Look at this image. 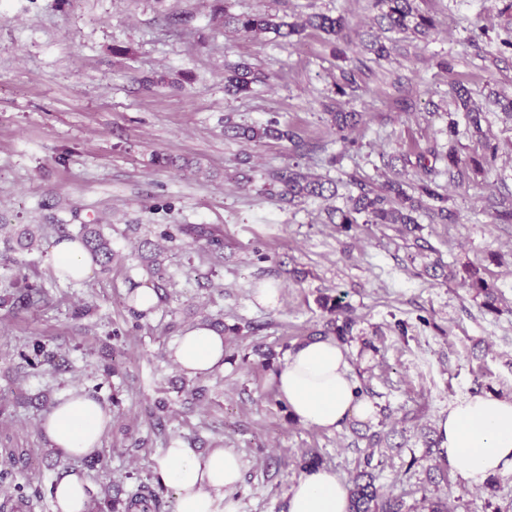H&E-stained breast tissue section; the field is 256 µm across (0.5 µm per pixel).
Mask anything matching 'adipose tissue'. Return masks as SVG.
<instances>
[{"label": "adipose tissue", "instance_id": "1", "mask_svg": "<svg viewBox=\"0 0 512 512\" xmlns=\"http://www.w3.org/2000/svg\"><path fill=\"white\" fill-rule=\"evenodd\" d=\"M55 273L81 281L95 268L83 245L64 239L51 250ZM223 335L208 324L187 327L169 347L172 362L188 376L224 367ZM280 399L302 424L323 431L372 412L360 398L346 350L335 339L303 342L292 349L275 377ZM112 422L110 411L80 390H72L45 413L41 430L62 459L95 454ZM439 449L449 463L461 465L469 484L479 486L494 474L512 471V397L475 395L455 402L438 423ZM158 476L175 491L174 512H237L232 494L242 478L235 449L195 452L171 440L158 461ZM91 486L70 473L58 480L53 512H89ZM349 490L333 470L305 472L292 486L287 512H348Z\"/></svg>", "mask_w": 512, "mask_h": 512}]
</instances>
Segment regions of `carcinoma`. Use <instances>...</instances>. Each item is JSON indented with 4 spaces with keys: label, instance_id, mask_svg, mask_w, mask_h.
I'll use <instances>...</instances> for the list:
<instances>
[{
    "label": "carcinoma",
    "instance_id": "obj_1",
    "mask_svg": "<svg viewBox=\"0 0 512 512\" xmlns=\"http://www.w3.org/2000/svg\"><path fill=\"white\" fill-rule=\"evenodd\" d=\"M373 7L378 9L379 25L388 31L411 33L426 37L435 28L434 20L422 14L416 6V0H373ZM224 25L230 26L243 36L263 34L275 39H286L300 34V27L287 23L276 13L268 11L247 15H233L224 10ZM307 26L320 30L326 35L339 38L343 35L345 23L342 17H332L326 14H313L307 19ZM267 76L248 62L230 63L224 68V94L228 97L241 98L253 91V85L262 83ZM224 136L247 143H261L265 140H283L289 138V133L278 127V123L265 125L227 124L224 126ZM281 185L280 196L290 201L309 198L333 197L336 195V185L318 179L309 178L295 171H285L277 176ZM418 196L408 194L397 181H390L380 193L363 191L351 199L352 205L346 208L336 207L328 212L332 224L351 226L358 223V216H365L366 224H418L414 214L424 211L431 219L443 223L452 221L455 213L442 205L444 198L432 186L424 181L417 186ZM177 232L191 237L194 241H205L208 247L221 246V239L216 230L200 225L180 224ZM78 239L90 253L96 265L103 273L112 270V264L117 258L112 249V241L107 238L99 225L82 224L77 233ZM38 226L23 224L19 227L16 243L22 249L31 250L38 245ZM140 251L149 252L142 256L143 274L160 288L164 281L163 261L159 260L161 253L168 252V247L145 239L139 245ZM16 274L13 285L20 290L21 304L31 307L40 300V291L27 283L26 276L21 274L23 263L13 260ZM467 287L474 290L476 295L484 297L483 305L496 310L495 288L481 278L472 280ZM320 307L331 315L327 322L328 333L336 336L339 341L345 340L354 323L351 314L340 301L324 295L319 297ZM16 463L14 454H8V462L0 469V483L6 487L0 489L3 502L0 512H21L28 507L29 499L23 493V486L14 483L13 468ZM111 512H160L161 501L155 491L144 485H139L127 493L126 501L115 498L106 502ZM404 502L396 497L387 496L374 484L371 473L363 470L353 478V486L349 489V512H403Z\"/></svg>",
    "mask_w": 512,
    "mask_h": 512
}]
</instances>
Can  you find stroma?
<instances>
[{
	"mask_svg": "<svg viewBox=\"0 0 512 512\" xmlns=\"http://www.w3.org/2000/svg\"><path fill=\"white\" fill-rule=\"evenodd\" d=\"M437 30L396 35L389 59L363 47L375 31L372 0H0V225L37 224L40 250L24 272L41 302L22 309L0 242V457L28 464L14 480L31 512H52L63 471L93 489L143 484L172 512L175 490L159 482L169 441L196 452L233 448L243 476L238 512H287L302 454L350 480L370 469L402 497L448 500L454 512H512V473L469 485L425 441L454 402L476 394L512 396V0H418ZM274 8L287 22L343 16L346 40L305 28L285 40L245 38L225 13ZM252 63L267 76L244 98L224 94V65ZM350 75L352 88L336 85ZM481 108V131L449 137L462 120L457 89ZM358 112L336 133L328 110ZM277 119L291 134L248 147L225 139L224 121ZM495 161L476 170L484 141ZM461 158L449 169V147ZM169 159L155 163L156 154ZM335 183L334 200L290 204L266 193L289 166ZM433 181L454 224L409 232L398 224L329 223L360 185ZM99 224L119 259L83 282L56 276L52 246L80 225ZM175 224L218 229L224 246L205 251L180 240L164 263L167 296L138 318L127 303L142 281L136 247ZM478 272L497 290V311L464 287ZM280 287L276 305L254 299ZM340 298L355 319L343 347L367 419L333 432L305 426L278 400L272 379L289 351L329 318L316 299ZM240 326L226 334L224 367L184 374L169 344L195 323ZM52 365L30 366L34 343ZM272 348L264 364L256 346ZM73 389L112 413L103 473L83 461L55 462L39 428L48 404Z\"/></svg>",
	"mask_w": 512,
	"mask_h": 512,
	"instance_id": "obj_1",
	"label": "stroma"
}]
</instances>
